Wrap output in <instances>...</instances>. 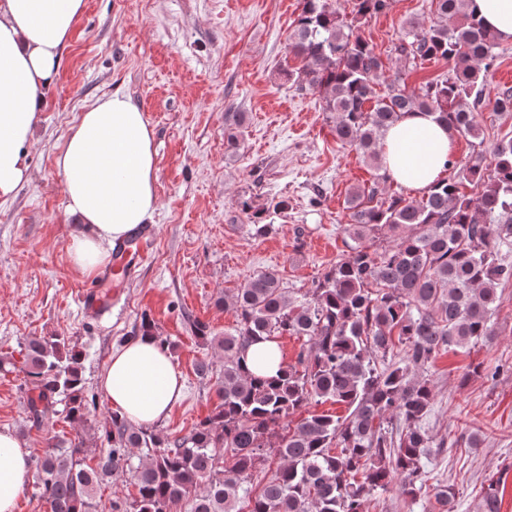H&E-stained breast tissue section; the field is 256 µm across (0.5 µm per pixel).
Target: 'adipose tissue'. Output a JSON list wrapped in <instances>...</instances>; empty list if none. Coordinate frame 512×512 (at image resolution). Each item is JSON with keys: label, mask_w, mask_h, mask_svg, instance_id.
<instances>
[{"label": "adipose tissue", "mask_w": 512, "mask_h": 512, "mask_svg": "<svg viewBox=\"0 0 512 512\" xmlns=\"http://www.w3.org/2000/svg\"><path fill=\"white\" fill-rule=\"evenodd\" d=\"M85 0H0V199L27 176V153L41 111L58 78L61 53ZM154 132L121 92L82 112L56 158L67 210L81 231L68 255L92 275L107 263L113 243L148 223L157 208ZM455 151L447 129L426 112H409L383 140L387 172L411 192H427L444 176ZM182 385L166 347L140 336L113 352L103 392L134 426L166 418ZM26 444L0 431V512H15L30 478Z\"/></svg>", "instance_id": "ef3b65f1"}]
</instances>
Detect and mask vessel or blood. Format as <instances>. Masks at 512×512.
<instances>
[{
    "mask_svg": "<svg viewBox=\"0 0 512 512\" xmlns=\"http://www.w3.org/2000/svg\"><path fill=\"white\" fill-rule=\"evenodd\" d=\"M155 240V229L147 225L138 230L121 248L113 261L111 269L105 271L99 279L91 282L82 296V304L86 312H101L109 301L108 287L131 276L138 261L149 253Z\"/></svg>",
    "mask_w": 512,
    "mask_h": 512,
    "instance_id": "1",
    "label": "vessel or blood"
}]
</instances>
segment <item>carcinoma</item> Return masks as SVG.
Here are the masks:
<instances>
[{
  "label": "carcinoma",
  "mask_w": 512,
  "mask_h": 512,
  "mask_svg": "<svg viewBox=\"0 0 512 512\" xmlns=\"http://www.w3.org/2000/svg\"><path fill=\"white\" fill-rule=\"evenodd\" d=\"M351 4L346 17L334 0H302L287 47L300 62L288 78L296 89L322 95L324 111L336 114V139L385 182L383 138L407 112L433 114L450 136L470 140L471 151L448 160V175L418 199L352 188L346 231L353 244L308 292L295 296L278 272L265 271L219 297L237 313L232 329L213 336L207 325L190 322L197 338L222 353L214 411L172 441L109 412L107 448L95 465L86 456L97 445L84 440L37 459L35 485L47 512H172L180 503L184 512H365L393 483L412 503L431 500L424 512H453L452 486L427 491L424 461L448 441L427 428L433 387L413 371L488 341L499 287L512 282L505 257L512 246V137L486 147L476 120L498 36L466 11V0H432L436 19L407 22L394 51L408 72L431 59L452 68L414 91L398 76L381 93L384 63L359 30L388 0ZM493 110L512 112V87L496 92ZM226 121L234 150L243 115L229 112ZM474 187L481 188L476 196L467 192ZM380 232L390 244L373 249L369 241ZM284 335L304 339L295 363L276 378L247 369L252 344ZM396 342L402 357L389 361ZM21 355L20 363L1 357L0 368L24 373L35 391L29 420L37 425L62 404L70 422L85 426L81 353L52 336L26 339ZM319 400L345 406L347 415L310 414L290 426V417ZM272 458L278 467L256 493L253 473ZM124 471L136 497L102 507L101 485ZM499 485L483 488L477 512H500Z\"/></svg>",
  "instance_id": "carcinoma-1"
}]
</instances>
